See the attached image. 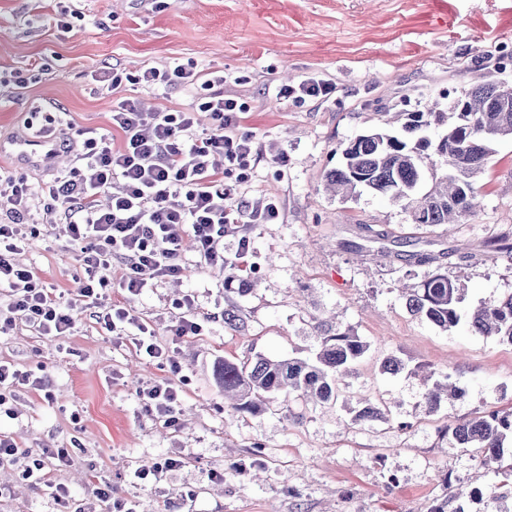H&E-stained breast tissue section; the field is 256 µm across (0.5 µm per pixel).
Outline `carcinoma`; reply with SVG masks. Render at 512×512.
I'll use <instances>...</instances> for the list:
<instances>
[{"label":"carcinoma","instance_id":"1","mask_svg":"<svg viewBox=\"0 0 512 512\" xmlns=\"http://www.w3.org/2000/svg\"><path fill=\"white\" fill-rule=\"evenodd\" d=\"M465 111L454 102L448 112L454 118L437 143L420 136L399 137L386 131H372L349 141L342 150L343 162L325 173L329 185L345 195L363 188L375 194L406 201L411 223L454 224L474 213L480 190L474 178L487 164L491 144L512 137V83L486 79L459 95ZM440 121L441 113L411 112L405 132L414 134ZM443 160L451 172L426 180L425 170L435 167L431 156ZM406 308L442 331L456 328L462 319L460 304L465 288L436 272L404 288ZM469 329L481 336H496L512 345V295L503 300L482 303L468 319ZM320 348L315 359H271L257 354L237 363L222 360L216 369V382L231 400L237 413H256L278 399L305 403L333 404L340 396L344 379L354 372L369 350V343L326 321L318 322ZM434 382L426 388L424 400L437 407L441 394L456 399L465 390L448 382ZM383 415L379 404L367 401L354 415V422H372ZM457 445L471 449L481 463L495 465L497 498L512 497V413L492 410L457 420L443 429Z\"/></svg>","mask_w":512,"mask_h":512}]
</instances>
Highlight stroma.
Segmentation results:
<instances>
[{
    "mask_svg": "<svg viewBox=\"0 0 512 512\" xmlns=\"http://www.w3.org/2000/svg\"><path fill=\"white\" fill-rule=\"evenodd\" d=\"M73 11L71 30L55 16ZM192 63L224 78V93L247 107L257 159L237 200L277 198L274 224L250 227L254 288L238 292L224 273L188 264L179 278L131 299L159 339L193 295L202 335L173 346L186 385L174 426L143 411L139 388L165 372L89 314L71 335L0 332V358L42 371L45 392L19 390L15 418L0 433L21 447L68 448L71 462L46 483L0 466V512H57L52 487L70 488L75 506L96 503L98 485L134 512H429L455 498L466 512H512L492 502V467L457 448L443 429L476 411L512 410V345L460 328L444 332L411 315L399 291L435 272L468 288L464 308L512 294V138L496 140L476 177L477 214L447 228L411 223L402 203L371 192L345 199L326 191L324 174L358 135L401 132L408 113L447 109L449 101L494 75L512 82V0H0V142L33 112L59 113L85 128H110L124 98L144 108L195 113L197 85L111 90L91 73ZM28 74L27 88L10 84ZM315 80L328 98L278 97L279 86ZM42 235L21 262L55 288L72 290L78 266L66 227L40 214ZM416 253L404 261L402 251ZM235 310L245 325L224 321ZM333 311L370 345L335 405L276 401L235 413L213 376L222 359L314 354L312 318ZM410 366L451 374L464 398L429 409L420 378L380 370L389 354ZM381 402L383 419L357 424L363 399ZM181 465L158 484L136 470L166 458ZM223 472L216 480L215 472Z\"/></svg>",
    "mask_w": 512,
    "mask_h": 512,
    "instance_id": "35a3bbf8",
    "label": "stroma"
}]
</instances>
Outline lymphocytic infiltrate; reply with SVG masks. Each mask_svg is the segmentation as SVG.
<instances>
[{"label": "lymphocytic infiltrate", "mask_w": 512, "mask_h": 512, "mask_svg": "<svg viewBox=\"0 0 512 512\" xmlns=\"http://www.w3.org/2000/svg\"><path fill=\"white\" fill-rule=\"evenodd\" d=\"M132 83L148 87L200 83L199 111L210 113L215 127L196 132L194 114L180 110L142 111L133 101L116 103L111 112V132L74 129L63 140L75 152L76 164L33 191L27 177L5 172L12 185L6 215L0 218V291L8 301L0 307L5 326L24 323L37 335H67L76 311H94L109 332L131 337L138 352L169 372L168 378L142 387L138 397L143 410L155 420L171 425L177 420L183 388L172 382L178 367L170 344L159 343L154 329L131 307L102 305L107 293L117 290L126 298L144 289L179 278L188 261L220 269L226 263L245 266L252 253L247 227L278 220L279 208L270 202L262 210L235 206V190L214 167L216 156L242 171L255 159L252 134L241 131L245 107L225 97L224 79H201L193 69L176 63L165 69L148 67L132 76ZM121 143H114V136ZM118 193H111L113 182ZM61 212L68 224L70 243L78 254L76 289L67 297L46 287L37 271L17 262L37 227L33 206ZM235 236L234 256L224 254V239ZM192 250H185V240ZM45 380L11 361H0V413L15 414L16 389L40 391ZM64 448L36 452L19 447L0 435V465L23 464V478L43 479L48 466L68 464Z\"/></svg>", "instance_id": "obj_1"}]
</instances>
